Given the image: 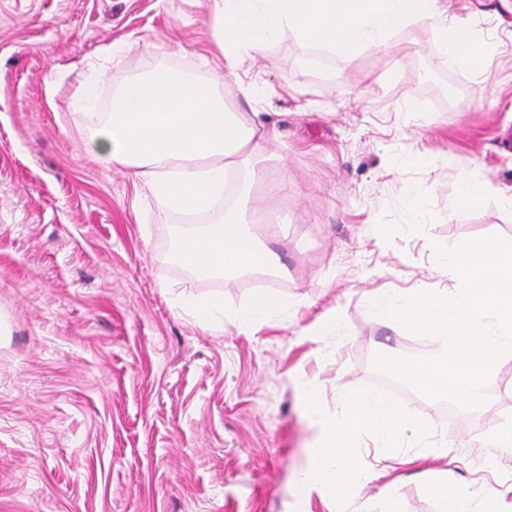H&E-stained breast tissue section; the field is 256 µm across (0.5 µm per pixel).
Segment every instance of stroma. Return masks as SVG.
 Segmentation results:
<instances>
[{"label":"stroma","mask_w":512,"mask_h":512,"mask_svg":"<svg viewBox=\"0 0 512 512\" xmlns=\"http://www.w3.org/2000/svg\"><path fill=\"white\" fill-rule=\"evenodd\" d=\"M448 12L485 55L448 66L437 22L418 19L351 62L288 32L245 59L240 81L267 92L230 103L277 123L267 164H287L289 182L230 202L280 217L254 231L287 271L207 280L168 252L185 216L92 153L96 116L75 103L85 79L105 107L115 75L161 62L210 74L207 0H0V512H387L392 496L433 512L428 482L512 485V450L480 444L512 415L509 364L479 409L414 392L402 407L419 433L384 449L358 433V464L393 457L386 480L337 504L296 493L314 440L299 381L340 421L342 390L366 387L375 352L432 344L365 298L458 288L432 241L512 238V0ZM404 154L417 163L400 166ZM466 173L497 191L450 209ZM411 183L431 188L415 218ZM261 293L298 309L238 329L232 316ZM190 294L223 297V329L179 309ZM336 313L342 328L321 335Z\"/></svg>","instance_id":"1"}]
</instances>
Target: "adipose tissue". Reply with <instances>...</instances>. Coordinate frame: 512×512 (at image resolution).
Masks as SVG:
<instances>
[{"instance_id": "ef3b65f1", "label": "adipose tissue", "mask_w": 512, "mask_h": 512, "mask_svg": "<svg viewBox=\"0 0 512 512\" xmlns=\"http://www.w3.org/2000/svg\"><path fill=\"white\" fill-rule=\"evenodd\" d=\"M214 46L223 76L197 78L166 65L145 75L113 80L112 104L102 113L90 143L100 160L132 168L134 177L162 208L182 214L209 211L224 195L228 174L241 176L250 195L265 179L257 165L280 131L265 113L233 111L230 75L245 57L260 54L284 32L302 42L356 59L367 46H386L393 33L417 17L438 21L449 65L484 54L464 26L448 15L447 0H210ZM174 257L202 278L243 271H271L278 257L253 236L241 212L225 208L202 230L186 235ZM307 416L317 430L305 469L297 479L300 497L339 499L348 485L384 477L385 469L356 465L354 439L373 435L380 445L412 431L413 420L383 396L366 389L343 391L347 421L322 409L311 383L301 385ZM425 494L436 512H506L507 493L492 487L450 488L429 483Z\"/></svg>"}]
</instances>
